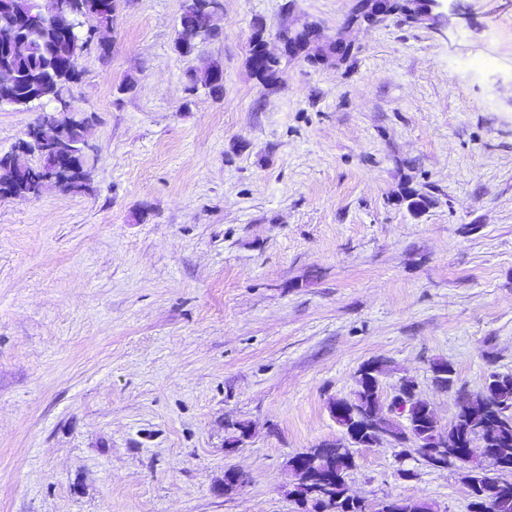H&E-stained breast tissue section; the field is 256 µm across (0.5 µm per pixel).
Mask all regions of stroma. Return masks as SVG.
Returning <instances> with one entry per match:
<instances>
[{"label":"stroma","instance_id":"1","mask_svg":"<svg viewBox=\"0 0 512 512\" xmlns=\"http://www.w3.org/2000/svg\"><path fill=\"white\" fill-rule=\"evenodd\" d=\"M221 3L183 56L182 0H119L72 88L88 190L0 198V512H296L287 462L340 434L363 364L443 426L512 374V0H458L446 34L352 29L347 62L286 58L271 86L255 26L330 38L351 0ZM212 59L223 95L188 94ZM354 462L368 503L469 512L461 471L413 447Z\"/></svg>","mask_w":512,"mask_h":512}]
</instances>
